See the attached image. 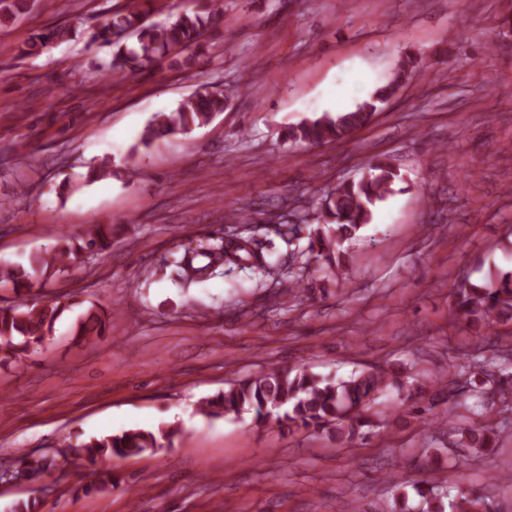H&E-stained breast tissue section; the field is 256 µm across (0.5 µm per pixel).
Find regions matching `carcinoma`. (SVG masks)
Wrapping results in <instances>:
<instances>
[{"instance_id":"cac0c4a2","label":"carcinoma","mask_w":512,"mask_h":512,"mask_svg":"<svg viewBox=\"0 0 512 512\" xmlns=\"http://www.w3.org/2000/svg\"><path fill=\"white\" fill-rule=\"evenodd\" d=\"M156 0H125L113 10L112 17L101 25L83 31L87 44L112 45V59L107 68L115 74L124 72L146 74L167 65L171 69L189 73L198 58L209 51L207 35L223 21V8H189L179 13L172 22L153 23ZM28 9V0H0V27L13 23ZM69 26H55L34 34L26 43V52L37 54L53 45L76 37ZM424 67L413 56L403 59L393 79L380 87L371 99L358 104L350 112L308 118L289 129L285 138L308 145L344 141L354 131L366 126L379 105L385 103L413 71ZM228 96L202 81L195 91L170 112L155 114L145 126L139 143L132 148L137 154L140 147L148 148L154 142L185 134L224 111ZM367 174L357 182H342L325 192L312 212L313 219H297V223L282 224L277 233L283 238H297L300 225L314 222L317 228L310 237L307 253L328 277L336 282L346 279L353 263L350 246L360 231L373 218L376 203L392 192L399 179V171L392 164L373 158L367 164ZM114 225L97 224L84 237H64L52 249L33 254L25 263L0 264V288L20 294L31 290L37 283H45L55 273L68 269L83 258L96 260L112 248ZM237 267L249 269L266 278L272 274L288 280V293L298 297L303 290L302 280L296 273L282 271L281 264L270 261L263 245L250 235L230 234L219 244L198 242L183 248L165 261L171 282L183 289L195 288L221 274V269ZM454 320L468 326L479 323L485 330L512 322V268H497L489 274L485 284L476 285L469 279L455 284ZM72 305L61 299L24 300L17 304L0 306V361L8 362L19 353L44 342L52 335L58 320ZM112 321V312L92 306L80 317L73 335L88 339L105 334ZM501 363L498 357L473 354L457 365L452 375L433 379L434 388L428 407H415L411 413L421 425L430 424L427 414L436 405L448 403V429L458 435V445L471 455L494 448L500 441V432L488 428L483 422L489 393L498 391ZM475 377L469 386H459L458 378ZM409 377L406 372L385 365L353 371L346 377H324L304 367L270 364L253 374L228 383L224 391L203 399L199 412L208 417L239 416L251 413L256 423L275 419L305 430H331L340 443L352 444L364 437L362 428L371 425V416L382 417L390 404L400 400L405 405ZM468 392L471 402H461L457 396ZM173 432L129 429L121 433L93 436L65 445L59 457L51 461L37 458L25 461L26 469L37 471L48 466L66 467L77 459L98 476L99 484L112 485V471L102 470V462L113 457L138 456L164 447L163 440L171 439ZM420 498L419 512H478L493 507L479 493L456 488L450 494L445 481H425L413 486Z\"/></svg>"}]
</instances>
